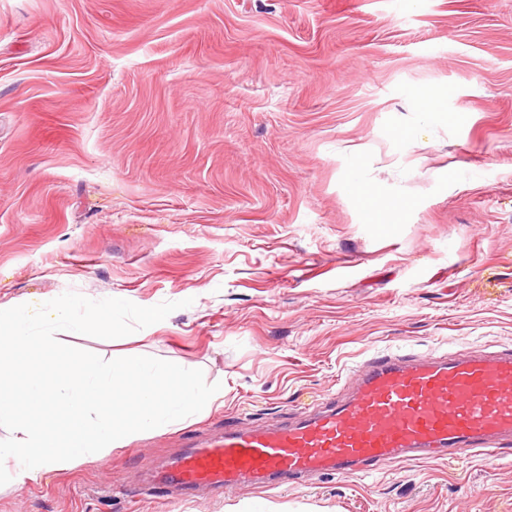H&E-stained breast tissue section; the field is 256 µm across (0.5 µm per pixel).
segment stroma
I'll return each instance as SVG.
<instances>
[{
	"label": "stroma",
	"instance_id": "35a3bbf8",
	"mask_svg": "<svg viewBox=\"0 0 512 512\" xmlns=\"http://www.w3.org/2000/svg\"><path fill=\"white\" fill-rule=\"evenodd\" d=\"M68 291L191 299L57 338L224 401L0 485V512H512L506 449L189 501L142 483L377 353L512 349V0H0V303Z\"/></svg>",
	"mask_w": 512,
	"mask_h": 512
}]
</instances>
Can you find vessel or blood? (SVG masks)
Listing matches in <instances>:
<instances>
[{
	"instance_id": "b4317fda",
	"label": "vessel or blood",
	"mask_w": 512,
	"mask_h": 512,
	"mask_svg": "<svg viewBox=\"0 0 512 512\" xmlns=\"http://www.w3.org/2000/svg\"><path fill=\"white\" fill-rule=\"evenodd\" d=\"M512 447V349L415 356L385 353L353 372L351 391L301 418L228 422L153 477L193 499L270 490L310 476L371 474L397 461L453 460Z\"/></svg>"
}]
</instances>
